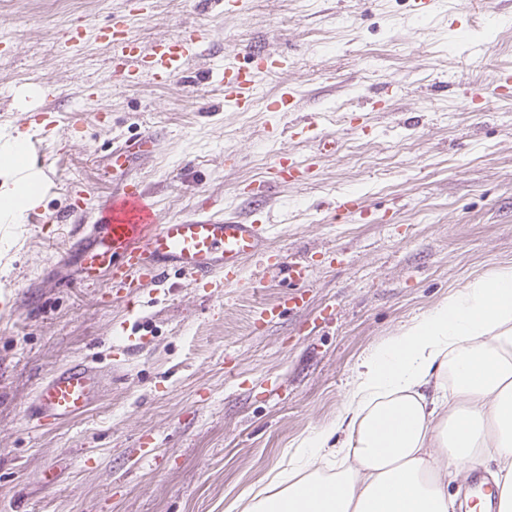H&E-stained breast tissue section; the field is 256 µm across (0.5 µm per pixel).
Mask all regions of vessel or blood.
<instances>
[{"label": "vessel or blood", "instance_id": "obj_1", "mask_svg": "<svg viewBox=\"0 0 512 512\" xmlns=\"http://www.w3.org/2000/svg\"><path fill=\"white\" fill-rule=\"evenodd\" d=\"M114 64L136 63L143 72L168 81L187 71L201 54V38L186 33L180 38H161L152 45H138L125 25L116 23L101 32ZM250 68L224 66L220 84L224 103L236 111L248 110L263 76L287 69L285 57L257 45L249 49ZM163 140L152 129L133 137L117 136L112 141V168L119 174L112 191L105 196L95 223L78 224L63 254L45 264L43 279H60L63 270L77 264L85 276H104L109 288L129 302H137L145 288L162 285L175 271L196 287L212 289L237 282L245 262H254L264 271L289 266L298 292L289 294L282 306L261 309L259 324L279 319L282 309H298L304 304L301 288L310 281L306 261L288 260L270 247V217L260 222L242 223L215 217L200 208L177 222L162 221L152 196L137 172L159 153ZM310 166L293 157L280 155L272 179L282 185L303 182ZM118 379L117 367L102 368L99 362L78 359L44 377L24 408L32 427L69 423L90 410L107 386Z\"/></svg>", "mask_w": 512, "mask_h": 512}]
</instances>
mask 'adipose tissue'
Here are the masks:
<instances>
[{
	"label": "adipose tissue",
	"mask_w": 512,
	"mask_h": 512,
	"mask_svg": "<svg viewBox=\"0 0 512 512\" xmlns=\"http://www.w3.org/2000/svg\"><path fill=\"white\" fill-rule=\"evenodd\" d=\"M28 132L0 149V223L43 194ZM487 470L512 512V266L482 275L367 354L336 420L312 431L244 512H456L448 480Z\"/></svg>",
	"instance_id": "ef3b65f1"
}]
</instances>
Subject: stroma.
I'll return each mask as SVG.
<instances>
[{"instance_id":"stroma-1","label":"stroma","mask_w":512,"mask_h":512,"mask_svg":"<svg viewBox=\"0 0 512 512\" xmlns=\"http://www.w3.org/2000/svg\"><path fill=\"white\" fill-rule=\"evenodd\" d=\"M133 12L142 44L194 30L210 45L186 77H126L93 35L60 37ZM0 141L28 130L39 85L60 93V127L44 136L56 177L39 211L60 214L70 186L91 190L76 222L93 223L112 184V138L148 127L166 137L139 176L162 219L202 204L243 222L263 207L272 245L308 259L304 307L253 327L258 303L293 291L285 271L246 263L242 280L209 294L170 273L140 302H103L104 280L73 273L36 284L69 246L71 226H14L0 236V512H241L309 432L341 412L359 360L458 289L512 265V98L491 92L512 68V0H245L235 15L197 0H0ZM287 55L250 110L225 108L217 72L250 45ZM486 87L476 108L458 97ZM294 112H270L282 86ZM333 148L318 154V135ZM283 153L314 160L304 183L270 185ZM266 185L264 203L245 186ZM363 214L339 216L338 197ZM45 300L20 319L22 293ZM148 342L92 409L55 429L24 407L40 379L72 359L111 360V340ZM154 455L143 459L139 440ZM53 470L56 483L44 485Z\"/></svg>"}]
</instances>
